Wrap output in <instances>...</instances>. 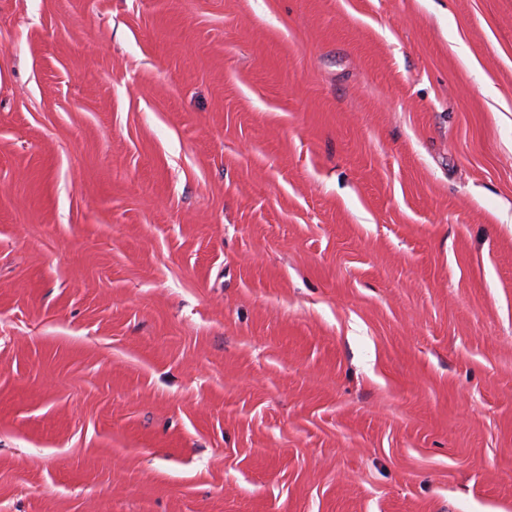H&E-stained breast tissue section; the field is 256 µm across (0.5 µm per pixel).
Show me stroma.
I'll return each mask as SVG.
<instances>
[{
    "mask_svg": "<svg viewBox=\"0 0 512 512\" xmlns=\"http://www.w3.org/2000/svg\"><path fill=\"white\" fill-rule=\"evenodd\" d=\"M0 512H512V0H0Z\"/></svg>",
    "mask_w": 512,
    "mask_h": 512,
    "instance_id": "1",
    "label": "stroma"
}]
</instances>
